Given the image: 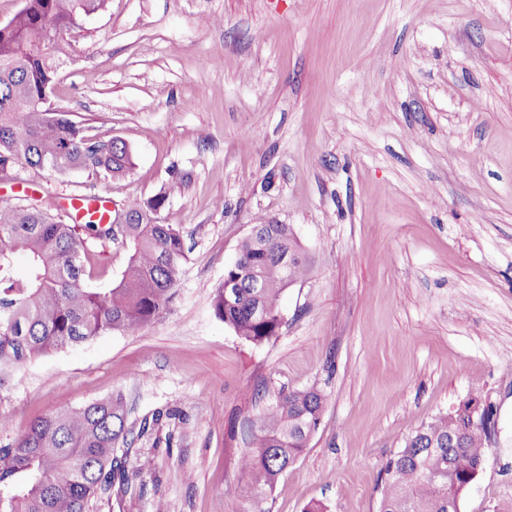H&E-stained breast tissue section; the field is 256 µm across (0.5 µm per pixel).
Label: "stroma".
Returning <instances> with one entry per match:
<instances>
[{"instance_id": "stroma-1", "label": "stroma", "mask_w": 512, "mask_h": 512, "mask_svg": "<svg viewBox=\"0 0 512 512\" xmlns=\"http://www.w3.org/2000/svg\"><path fill=\"white\" fill-rule=\"evenodd\" d=\"M64 38L54 103L136 166H20L0 201L163 189L188 260L140 333L19 370L0 444L119 395L129 488L89 512H377L387 458L475 394L495 429L461 512H512V0H107ZM262 216L310 271L256 346L212 297ZM310 387L327 403L302 455L261 504L227 496L250 418Z\"/></svg>"}]
</instances>
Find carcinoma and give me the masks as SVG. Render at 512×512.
Instances as JSON below:
<instances>
[{"label": "carcinoma", "instance_id": "cac0c4a2", "mask_svg": "<svg viewBox=\"0 0 512 512\" xmlns=\"http://www.w3.org/2000/svg\"><path fill=\"white\" fill-rule=\"evenodd\" d=\"M107 0H24L0 24V173L19 165L58 176L86 172L102 181L135 168L120 138L87 134L83 123L54 106L59 71L71 56L62 33L98 14ZM161 191L110 212L108 222L56 221L43 199L0 204V390L28 361L106 333L135 334L160 319L178 297L187 259L182 232L161 220ZM128 254L107 288L84 280L95 246ZM309 263L289 224H254L236 260L215 288L214 314L241 339L261 345L277 335L284 291L304 279ZM233 283L235 295L224 285ZM327 396L292 390L251 420V449L226 488L256 503L308 445ZM122 398L98 399L79 409L46 414L15 442L0 447V512H88L98 491L128 482L115 445L125 439ZM485 425L467 411L443 413L422 424L383 466L378 512H448L455 486L431 472L453 457L457 483L485 458Z\"/></svg>", "mask_w": 512, "mask_h": 512}]
</instances>
